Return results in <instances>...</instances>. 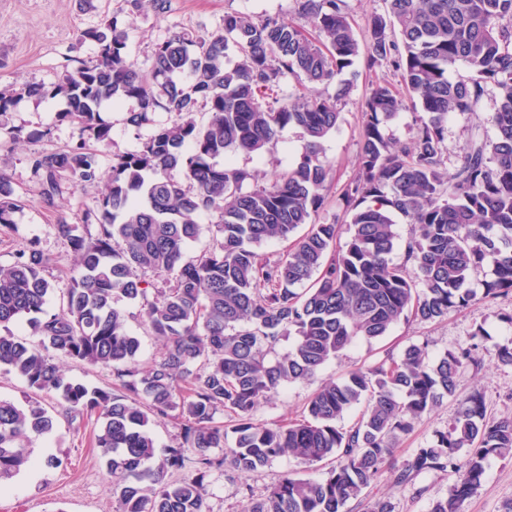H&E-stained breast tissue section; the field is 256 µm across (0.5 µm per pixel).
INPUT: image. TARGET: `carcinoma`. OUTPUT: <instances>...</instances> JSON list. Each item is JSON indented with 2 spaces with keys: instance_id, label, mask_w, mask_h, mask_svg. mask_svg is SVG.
Masks as SVG:
<instances>
[{
  "instance_id": "cac0c4a2",
  "label": "carcinoma",
  "mask_w": 512,
  "mask_h": 512,
  "mask_svg": "<svg viewBox=\"0 0 512 512\" xmlns=\"http://www.w3.org/2000/svg\"><path fill=\"white\" fill-rule=\"evenodd\" d=\"M296 2L323 40L300 24L227 13L216 32L178 31L156 43L142 73L128 59L127 18L148 7L162 12L167 0H119L101 26L80 34L95 45V59L54 88L65 104L58 117L76 123L82 138L34 161L49 209L57 207L62 182L100 180L87 139H110L100 116L104 103L131 101L126 124L154 127L138 149L113 155L105 192L83 213V223L98 225L96 236L58 222L77 254L58 310L48 309L56 286L44 276L49 258L37 245L0 266V367L71 412L98 416L94 445L115 512H206L213 473L256 472L286 453L306 464H336L322 480L283 478L266 497L249 499L246 512H345L378 479L397 439L441 398L455 395L459 369L481 365L475 348L458 347L431 362L426 346L410 344L397 359L325 382L302 418L275 428L254 421L260 402L312 377L356 338L377 340L410 314L436 321L468 307L477 293L467 283L488 265L482 297L512 295V0H386V14L368 21L365 51L344 0ZM361 58L368 68L386 62L400 71L421 115L411 141L392 142L384 124L405 108L404 99L386 84L371 89L359 170L342 194L349 221L315 224L311 214L332 181L330 165L320 160L322 142L336 128L338 102L350 85L312 96L282 84L293 77L329 85ZM459 64L468 76L453 81L449 72ZM488 83L498 90L487 119L495 138L472 141L450 175L448 118L474 111ZM47 95L15 81L0 89V112ZM157 112L169 121L155 123ZM288 126L304 131L306 153L272 184L259 186L253 171L218 162L229 153L269 152ZM41 136L0 127L1 143ZM18 209L0 174V223H11ZM204 214L215 227L213 245L187 260ZM397 214L414 225L402 265L391 261ZM288 239L292 245L276 260L258 251L269 240ZM140 269L166 277V287L141 277ZM120 296L141 305L164 342L162 358L146 368L136 365L140 340L114 307ZM21 318L38 344L11 335L9 325ZM290 335L293 349L267 359ZM57 355L110 369L119 392L68 378ZM361 403L357 422L343 427ZM225 411L234 417L227 449L224 424L216 421ZM152 417L177 419L184 430L183 446L158 462ZM55 424L36 399H0V485L30 465L32 442ZM491 457L512 459V419L488 422L483 395L474 391L446 430L414 450L396 481L406 486L422 472L455 471L448 496L431 512H462ZM187 465L190 476L166 479L168 469Z\"/></svg>"
}]
</instances>
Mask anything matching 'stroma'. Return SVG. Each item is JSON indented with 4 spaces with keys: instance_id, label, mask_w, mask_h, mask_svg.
Wrapping results in <instances>:
<instances>
[{
    "instance_id": "35a3bbf8",
    "label": "stroma",
    "mask_w": 512,
    "mask_h": 512,
    "mask_svg": "<svg viewBox=\"0 0 512 512\" xmlns=\"http://www.w3.org/2000/svg\"><path fill=\"white\" fill-rule=\"evenodd\" d=\"M115 8L116 0H0V85L24 81L49 87L81 62L93 59V43L81 40L79 34L99 26ZM228 13L293 23L300 20L296 0H168L165 13L147 9L134 15L128 57L136 68L148 69L156 42L184 29L201 35L215 31ZM354 71L350 78L352 87L338 105V127L322 143L320 158L331 165L333 180L322 207L312 216L318 223H340L345 219L341 194L357 174L363 105L371 89L379 83L397 89L402 86L400 72L387 63L369 69L359 62ZM496 99V88L486 84L471 114L449 119L448 150L444 155L447 169L455 168L463 148L471 141L494 137V129L486 118L494 111ZM62 107L56 98L24 99L8 112L0 113L1 125L44 132L38 140L0 146V173L11 181L16 199L23 204L14 214L12 224L0 225V265L13 263L20 251L37 244L50 258L46 278L60 287L73 274L76 259L70 243L56 229L58 220L78 225L83 235L96 234V225L82 223L81 217L104 192V180L112 172L113 154L137 149L150 133L146 127L139 131L127 127L122 110L103 104L101 116L112 129L109 142L95 146L102 181L79 187L63 183L56 208L49 209L42 203L41 181L33 160L78 141V128L58 117ZM305 145L303 131L291 126L280 133L271 153L263 158L236 154L231 161L255 170L258 185L266 186L296 166ZM116 306L125 313L130 331L141 342L139 366L146 367L160 359L164 346L144 325L139 304L121 298ZM509 314L511 296L477 299L443 320L399 321L383 339L371 343L354 340L340 357L328 361L312 378L279 390L259 406L254 418L270 427L298 418L309 397L324 381L340 378L354 367L373 366L387 355H401L412 343L427 344L433 360L457 346L477 344L481 366L460 369L455 396L440 399L410 434L400 437L394 463L385 464L377 481L347 506L348 512H367L371 501L385 498L391 501L395 512H430L434 502L447 496L456 473H424L413 484L403 487L395 481L397 466L415 449L429 445L435 432L445 430L461 399L472 391L482 393L488 420L512 418V366H499L493 360L497 346L512 343V325L505 320ZM31 396L55 415L56 426L50 435L34 441V464L0 490V512H113L105 465L94 446L99 427L96 415L67 413L54 398L35 392L24 379L0 368V398L20 402ZM51 455L67 458V466L46 467L44 460ZM286 476L319 480L324 478L325 470L318 465H305L290 455L280 456L266 468L248 475L228 469L224 474L214 475L207 484L206 506L209 512H244L249 497H264ZM511 504L512 459L490 458L485 481L463 510L505 512Z\"/></svg>"
}]
</instances>
